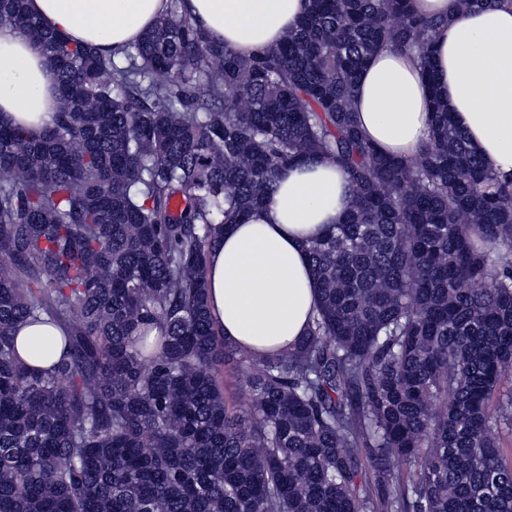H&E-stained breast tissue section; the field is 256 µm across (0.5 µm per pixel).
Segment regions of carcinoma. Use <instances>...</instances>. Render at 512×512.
I'll use <instances>...</instances> for the list:
<instances>
[{"mask_svg": "<svg viewBox=\"0 0 512 512\" xmlns=\"http://www.w3.org/2000/svg\"><path fill=\"white\" fill-rule=\"evenodd\" d=\"M444 23L310 0L244 58L170 0L120 65L0 0L59 96L38 137L0 122V512H512V174L437 99L410 162L351 108L382 47L431 72ZM313 156L355 200L308 247L306 336L256 358L215 329L207 255ZM45 318L65 349L39 371L15 328Z\"/></svg>", "mask_w": 512, "mask_h": 512, "instance_id": "1", "label": "carcinoma"}]
</instances>
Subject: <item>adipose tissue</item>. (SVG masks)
Listing matches in <instances>:
<instances>
[{
	"mask_svg": "<svg viewBox=\"0 0 512 512\" xmlns=\"http://www.w3.org/2000/svg\"><path fill=\"white\" fill-rule=\"evenodd\" d=\"M48 28L99 54L124 52L166 14L169 0H27ZM194 26L243 57L275 46L294 29L309 0H182ZM422 15L444 18L435 40V85L416 58L385 47L362 71L353 111L367 140L400 160L426 138L432 96L440 94L472 147L494 171L512 173V0L484 11L457 0H413ZM58 108V79L32 42L0 25V120L42 133ZM354 195L330 160L311 158L285 172L243 224L216 230L206 265L207 300L224 340L254 356L294 349L315 314L318 288L307 248L339 223ZM18 355L49 368L64 349L63 330L26 323Z\"/></svg>",
	"mask_w": 512,
	"mask_h": 512,
	"instance_id": "adipose-tissue-1",
	"label": "adipose tissue"
}]
</instances>
